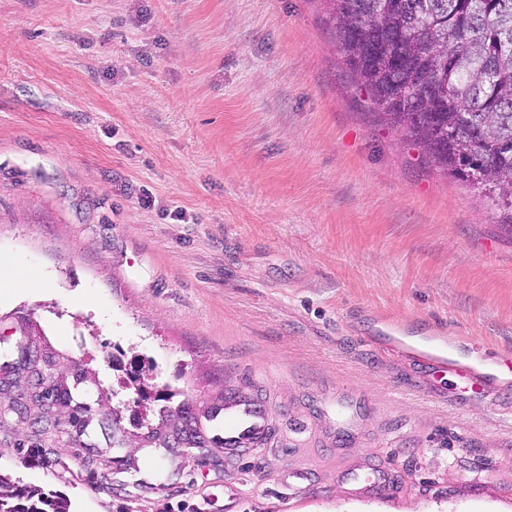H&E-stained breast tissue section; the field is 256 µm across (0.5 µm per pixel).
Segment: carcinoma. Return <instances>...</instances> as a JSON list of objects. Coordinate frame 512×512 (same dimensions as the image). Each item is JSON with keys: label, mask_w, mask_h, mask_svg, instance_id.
<instances>
[{"label": "carcinoma", "mask_w": 512, "mask_h": 512, "mask_svg": "<svg viewBox=\"0 0 512 512\" xmlns=\"http://www.w3.org/2000/svg\"><path fill=\"white\" fill-rule=\"evenodd\" d=\"M322 2L378 120L444 174L512 210V0ZM68 406L82 428L87 412L61 375L33 416ZM0 512L70 510L0 475Z\"/></svg>", "instance_id": "1"}]
</instances>
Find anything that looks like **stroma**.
Instances as JSON below:
<instances>
[{"instance_id":"1","label":"stroma","mask_w":512,"mask_h":512,"mask_svg":"<svg viewBox=\"0 0 512 512\" xmlns=\"http://www.w3.org/2000/svg\"><path fill=\"white\" fill-rule=\"evenodd\" d=\"M509 222L376 120L321 0H0V341L39 329L120 418L93 448L0 431V472L71 512H512V386L365 336L512 350ZM119 353L153 369L142 405ZM234 394L262 444L144 447L184 402L223 438L206 412ZM380 468L401 492L344 479Z\"/></svg>"}]
</instances>
